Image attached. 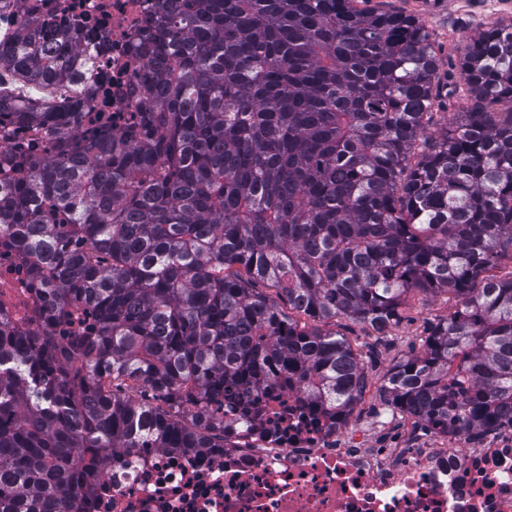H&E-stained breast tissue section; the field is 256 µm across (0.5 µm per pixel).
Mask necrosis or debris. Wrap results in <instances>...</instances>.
Returning a JSON list of instances; mask_svg holds the SVG:
<instances>
[{
	"label": "necrosis or debris",
	"mask_w": 512,
	"mask_h": 512,
	"mask_svg": "<svg viewBox=\"0 0 512 512\" xmlns=\"http://www.w3.org/2000/svg\"><path fill=\"white\" fill-rule=\"evenodd\" d=\"M156 0H12L0 6V36L28 19L47 23L70 14L99 19L81 40L92 64L86 111L112 95L119 117L107 125L79 123L64 135L73 144L111 138L141 110L135 53L154 23ZM49 129L0 114V180L15 175L19 153L43 159ZM44 305L33 280L0 231V317L23 331ZM224 447L205 452L124 448L110 455L91 501L77 512H512V428L472 448L462 434L435 432L411 450L402 437L376 448L347 419L308 405L295 391L217 410Z\"/></svg>",
	"instance_id": "4bbe7bcc"
}]
</instances>
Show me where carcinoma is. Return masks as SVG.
<instances>
[{
  "label": "carcinoma",
  "mask_w": 512,
  "mask_h": 512,
  "mask_svg": "<svg viewBox=\"0 0 512 512\" xmlns=\"http://www.w3.org/2000/svg\"><path fill=\"white\" fill-rule=\"evenodd\" d=\"M158 2L138 123L76 157L52 143L0 185V226L48 285L41 330L0 321V512L91 500L115 448L224 447V420L197 419L226 397L294 390L348 415L363 366L328 325L381 333L417 287L458 304L386 373L393 410L474 437L512 424V277L484 276L512 251V111L493 112L512 106V22L466 44L475 101L430 139L415 19ZM34 28L0 39V109L64 129L87 100L81 33ZM83 305L96 331L54 336Z\"/></svg>",
  "instance_id": "1"
}]
</instances>
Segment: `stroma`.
<instances>
[{
    "mask_svg": "<svg viewBox=\"0 0 512 512\" xmlns=\"http://www.w3.org/2000/svg\"><path fill=\"white\" fill-rule=\"evenodd\" d=\"M367 10H393L417 19L430 36L438 54V98L428 131L438 135L448 115L468 103L459 62L466 43L488 27L512 21V0H363ZM457 300L448 293L410 290L399 309V317L381 333L345 317L335 329L357 352L365 371L366 393L348 417L350 425L370 431L373 441L384 437L378 424L390 418L382 389L387 371L400 360L420 353L430 329L448 317Z\"/></svg>",
    "mask_w": 512,
    "mask_h": 512,
    "instance_id": "obj_1",
    "label": "stroma"
}]
</instances>
